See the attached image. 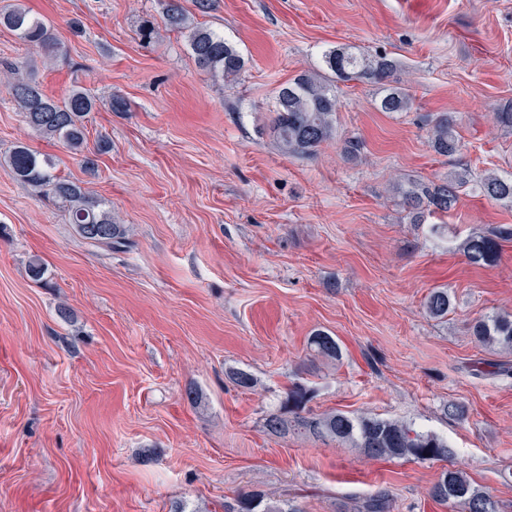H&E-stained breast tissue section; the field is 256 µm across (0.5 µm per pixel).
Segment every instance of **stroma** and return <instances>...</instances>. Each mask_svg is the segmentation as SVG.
<instances>
[{
  "instance_id": "1",
  "label": "stroma",
  "mask_w": 512,
  "mask_h": 512,
  "mask_svg": "<svg viewBox=\"0 0 512 512\" xmlns=\"http://www.w3.org/2000/svg\"><path fill=\"white\" fill-rule=\"evenodd\" d=\"M23 3L61 53L46 58L0 27V64L22 63L57 100L83 86L101 108L74 154L0 87V512H224L253 490L303 512L377 492L390 512H449L428 496L448 467L512 512V352L469 334L478 318L512 313V240L487 265L460 249L512 227V206L461 195L435 233L409 223L393 190L462 165L512 175V127L494 119L512 110V0H213L196 20L243 55L230 83L165 30V0ZM336 46L396 60L414 105L382 112L379 85L341 84L338 137L310 157L283 154L276 91ZM113 96L126 111H108ZM442 113L462 144L451 157L427 142ZM346 137L363 144L356 158ZM20 142L111 203L129 247L92 245L17 180L2 159ZM36 257L40 282L28 273ZM440 287L453 308L437 320L424 302ZM318 330L336 336L340 360L310 350ZM232 369L254 387L234 385ZM294 383L313 413L411 423L453 455L372 460L271 433L266 419ZM451 402L463 418L446 414Z\"/></svg>"
}]
</instances>
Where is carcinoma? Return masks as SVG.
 <instances>
[{
    "label": "carcinoma",
    "instance_id": "obj_1",
    "mask_svg": "<svg viewBox=\"0 0 512 512\" xmlns=\"http://www.w3.org/2000/svg\"><path fill=\"white\" fill-rule=\"evenodd\" d=\"M166 30L187 40L197 66L225 81L235 80L245 66L238 49L224 35L193 22L180 0H167L163 14ZM0 27H4L29 46L52 58L59 43L49 25L32 16L21 0L0 9ZM323 66L317 72H303L282 85L276 95L274 134L285 154L313 155L322 143L336 136L333 115L337 110V83L369 82L383 86L384 95L377 107L383 112H406L413 105L408 89L396 85L397 64L384 55H357L343 47L322 53ZM3 83L21 110L26 123L42 137L78 151L86 139L87 116L97 111L98 98L86 88L75 85L59 102L44 93L39 83L22 73V66H5ZM455 119L443 113L429 130V145L440 156L459 152L460 142ZM15 178L34 188L40 196L54 201L74 224L77 233L96 246L114 248L125 245L126 225L116 222L112 205L90 197L77 182L54 173L53 158L42 155L26 144L13 147L5 159ZM470 189L495 201L512 204V176L485 175L472 178L462 168L435 183L409 179L402 189V203L411 224H424L435 216L455 209L462 191ZM512 239V228L498 227L469 236L462 244L474 265L490 264L498 256L501 242ZM451 298L446 288L433 289L426 299V310L435 319L448 317ZM471 336L489 348H512V315L494 314L476 321ZM309 347L317 355L337 360L342 357L336 337L317 331L309 338ZM309 390L298 383L288 386L279 412L266 419L273 433L293 428L317 438H331L360 449L370 458L443 461L452 454L447 439L411 425L375 417H351L340 411L312 415L307 410ZM437 503L460 512H494L489 495L474 486L460 469H445L429 491ZM389 499L377 493L354 504L349 512H388ZM224 512H303L286 499H275L256 491L239 493L234 502L224 503Z\"/></svg>",
    "mask_w": 512,
    "mask_h": 512
}]
</instances>
